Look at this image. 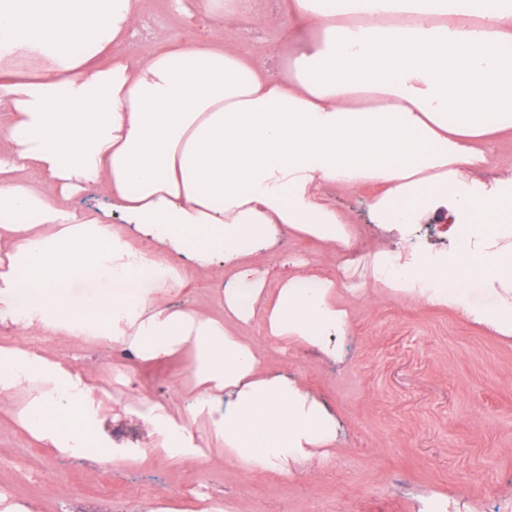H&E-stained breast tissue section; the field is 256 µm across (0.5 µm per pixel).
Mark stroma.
<instances>
[{"mask_svg": "<svg viewBox=\"0 0 512 512\" xmlns=\"http://www.w3.org/2000/svg\"><path fill=\"white\" fill-rule=\"evenodd\" d=\"M266 20L259 37L227 27L218 14L189 24L199 0H140L143 19L159 20L173 42L222 40L260 59L281 43L287 21L268 0H255ZM322 192L357 231V253L386 234L373 223L369 192ZM292 258L325 275L360 282L365 265L339 269L310 241L283 234L270 251L257 253L261 270L277 275ZM351 313V333L340 355L328 359L295 345L280 350L255 324L238 333L259 349L267 367L298 380L336 420V444L292 462L287 472L239 471L205 420L199 458L174 461L151 455L115 463L98 474L94 461L36 447L0 398V485L40 512H70L76 483L100 475L101 489L118 497L120 512H206L204 502L222 497L246 512H512V337L503 338L455 312L388 298L366 289L341 293ZM30 346L71 361L105 385L117 370L107 343L84 345L66 336L31 338ZM185 356L144 364L134 394L113 393L114 402L136 405L142 396L172 415L184 402L170 381ZM68 473L72 485L47 486L48 477Z\"/></svg>", "mask_w": 512, "mask_h": 512, "instance_id": "1", "label": "stroma"}]
</instances>
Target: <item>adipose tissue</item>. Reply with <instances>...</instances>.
<instances>
[{
    "instance_id": "obj_1",
    "label": "adipose tissue",
    "mask_w": 512,
    "mask_h": 512,
    "mask_svg": "<svg viewBox=\"0 0 512 512\" xmlns=\"http://www.w3.org/2000/svg\"><path fill=\"white\" fill-rule=\"evenodd\" d=\"M285 59L173 45L99 59L126 42L139 0H0V327L104 337L144 362L189 351L183 414L142 400L143 445L103 428L112 396L61 358L0 345V395L19 428L62 455L133 462L199 454L205 417L237 466L284 467L336 443L335 420L236 336L260 323L288 348L336 358L350 312L340 281L293 263L275 288L250 258L283 233L350 250L321 192L375 187L369 254L381 295L445 307L512 336V0H283ZM97 189L110 210L71 206ZM442 247L401 238L429 219ZM204 274L218 311L171 304Z\"/></svg>"
}]
</instances>
